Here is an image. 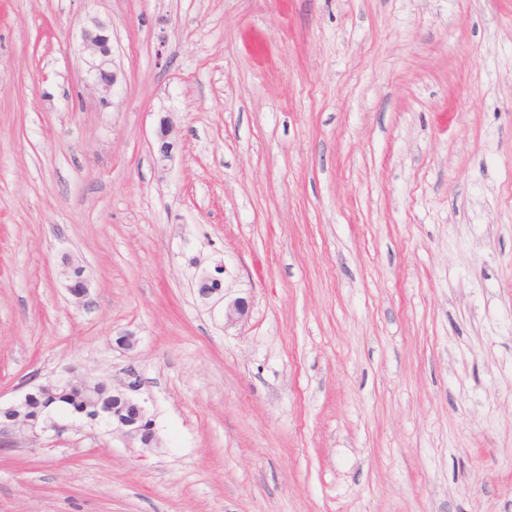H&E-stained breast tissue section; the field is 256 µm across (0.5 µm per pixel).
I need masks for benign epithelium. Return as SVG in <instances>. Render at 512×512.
Returning <instances> with one entry per match:
<instances>
[{"mask_svg": "<svg viewBox=\"0 0 512 512\" xmlns=\"http://www.w3.org/2000/svg\"><path fill=\"white\" fill-rule=\"evenodd\" d=\"M84 50L89 60V69L95 73V80L100 91L108 95L118 81V74L111 70V48L108 45V39L101 34H93L87 32L84 34ZM175 131L174 124L169 119L160 121L158 139L160 141L159 154L163 160L172 157V149L174 147L173 134ZM73 265L65 261L59 270V275L69 282V290L73 296L78 299H84L89 292V288L85 279L81 278L77 281L71 278V270ZM248 313V303L242 298H236L224 307V319L229 323H234L244 318ZM74 383L71 378L48 381L33 387L32 390L24 393L22 396L11 401L6 405H0V447L1 448H17L22 443L21 427L27 428V440L37 441L44 437L57 438L66 430L72 427V424L64 417H47L39 424H21L19 421L20 414L17 413L23 407L29 396L35 391L44 393L47 389L57 385L70 386ZM141 382L137 374L129 370L126 373V380L120 383L118 393L128 408V415L122 417L116 416L112 420V425L122 430L126 435L133 439H138L144 444H151L156 439L152 420L147 417L145 406L135 398L140 390ZM86 404L96 408V412L92 416L86 417L88 423L100 424L105 419L109 407L106 403L95 398L94 390L86 389Z\"/></svg>", "mask_w": 512, "mask_h": 512, "instance_id": "1", "label": "benign epithelium"}]
</instances>
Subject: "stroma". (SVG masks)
I'll use <instances>...</instances> for the list:
<instances>
[{
	"instance_id": "35a3bbf8",
	"label": "stroma",
	"mask_w": 512,
	"mask_h": 512,
	"mask_svg": "<svg viewBox=\"0 0 512 512\" xmlns=\"http://www.w3.org/2000/svg\"><path fill=\"white\" fill-rule=\"evenodd\" d=\"M130 368L0 512H512V0H0V401ZM84 50L89 60V69L95 73V80L103 95H109L118 81V74L111 70V48L108 39L101 34L86 32ZM126 376V380L120 383V388L116 389L128 408L129 413L126 417L120 416L126 415L127 409L123 401L114 398L116 392L113 391L112 385H108L98 379L96 381L90 380L98 386L99 394H101L103 399L107 400L111 411L113 408L115 413L121 412V414L116 415V419H114L112 412V424L107 423L106 425L115 426L121 429L127 436L133 439H139L141 443L149 445L156 439V435L153 428V421L147 417L145 406L135 398V394L140 390L141 382L137 374L132 370L127 371Z\"/></svg>"
}]
</instances>
